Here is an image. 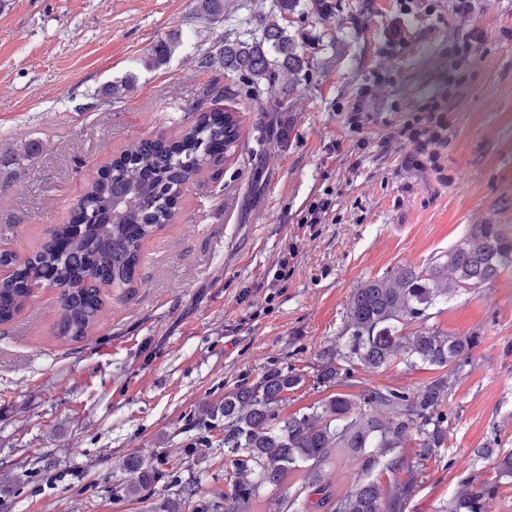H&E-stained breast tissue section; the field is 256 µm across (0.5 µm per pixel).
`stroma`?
<instances>
[{"label": "stroma", "mask_w": 512, "mask_h": 512, "mask_svg": "<svg viewBox=\"0 0 512 512\" xmlns=\"http://www.w3.org/2000/svg\"><path fill=\"white\" fill-rule=\"evenodd\" d=\"M302 0L289 26L309 61L290 112L255 104L246 78L200 68L224 40L256 37L273 0H0V246L26 254L65 222L96 169L136 138L173 134L193 107L229 108L241 140L219 179L185 191L173 221L142 245L139 286L109 299L82 342L52 335L57 292L35 291L0 326V505L7 512H152L192 485L186 512H224V430L189 425L204 401L273 368L306 376L283 415L324 398L319 353L343 344L361 282L444 254L473 224L512 228V0H487L458 111L448 116L449 184L404 166L383 137L448 78V46L470 28L448 0ZM412 35L389 52L396 27ZM167 63L144 59L170 35ZM360 131L349 111L375 73ZM288 138H281L283 124ZM323 223L302 218L314 200ZM297 256L279 280L282 251ZM436 324L481 342L448 400L443 460L422 464L408 512H440L458 485L495 474L487 446L512 452V269L445 305ZM209 448H201L202 439ZM155 455L163 476L124 497V459Z\"/></svg>", "instance_id": "1"}]
</instances>
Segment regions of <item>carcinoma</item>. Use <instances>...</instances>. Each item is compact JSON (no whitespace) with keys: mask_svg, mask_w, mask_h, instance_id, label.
<instances>
[{"mask_svg":"<svg viewBox=\"0 0 512 512\" xmlns=\"http://www.w3.org/2000/svg\"><path fill=\"white\" fill-rule=\"evenodd\" d=\"M301 0H274L260 19L261 35L224 40L200 61L232 73H246L257 91L277 99L291 95L307 59L286 22ZM201 17H224V0H196ZM178 38L156 45L146 67L163 65ZM278 72L283 82L271 80ZM240 121L227 110L191 109L173 137L135 139L99 168L77 199L79 212L49 230L25 259L0 250V325L11 323L35 289L59 290L54 335L84 341L102 320L106 291L129 298L143 242L171 223L182 189L222 172L226 153L238 146ZM512 268V233L499 224H473L448 252L415 269L402 267L366 280L348 302L347 339L322 351L314 383L352 392L328 395L307 413L282 415L286 395L304 384L292 368L271 369L256 382L243 380L215 402L198 407V418L215 429L224 424V447L231 469L224 470V512H244L260 489L278 487L305 468L315 483L277 500L275 512H407L418 487V466L441 459L448 444V395L455 375L468 362L479 336H453L435 325L432 309L494 280ZM391 366L435 372L414 391L372 385L366 375ZM416 437L415 458L404 448ZM338 448L359 453L363 478L345 491L319 475ZM159 459L132 454L124 467L132 474L124 496L137 499L160 477ZM512 479V453L495 477L462 483L440 512H487L501 481ZM193 493L163 499L153 512H185Z\"/></svg>","mask_w":512,"mask_h":512,"instance_id":"obj_1","label":"carcinoma"}]
</instances>
